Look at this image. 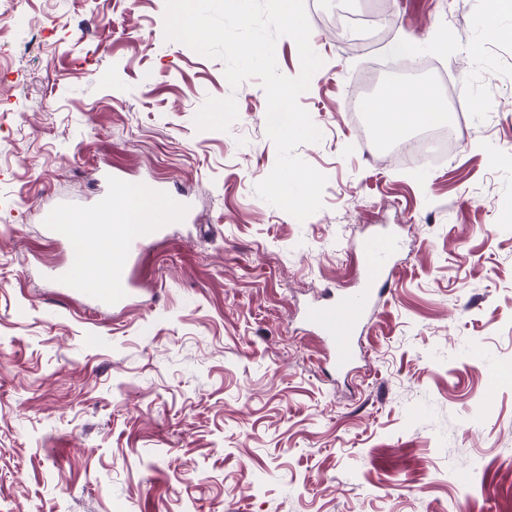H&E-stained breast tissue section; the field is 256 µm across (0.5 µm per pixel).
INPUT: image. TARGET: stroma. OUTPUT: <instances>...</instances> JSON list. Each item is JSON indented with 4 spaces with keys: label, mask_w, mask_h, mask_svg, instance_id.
Segmentation results:
<instances>
[{
    "label": "stroma",
    "mask_w": 512,
    "mask_h": 512,
    "mask_svg": "<svg viewBox=\"0 0 512 512\" xmlns=\"http://www.w3.org/2000/svg\"><path fill=\"white\" fill-rule=\"evenodd\" d=\"M305 7L323 65L299 102L322 138L297 153L328 182L300 222L255 193L276 161L261 84L165 40V0H0V512H512V10ZM342 10L384 35L339 36ZM404 38L403 80L457 132L431 166L366 151L355 119ZM230 95L229 130H198ZM105 168L191 204L122 310L55 277L71 253L47 234ZM380 232L398 272L339 375L303 310L360 288Z\"/></svg>",
    "instance_id": "stroma-1"
}]
</instances>
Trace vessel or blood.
Returning <instances> with one entry per match:
<instances>
[{"mask_svg":"<svg viewBox=\"0 0 512 512\" xmlns=\"http://www.w3.org/2000/svg\"><path fill=\"white\" fill-rule=\"evenodd\" d=\"M123 188V183L113 182L109 197L89 210L67 205L58 208L50 215L48 226L56 238L67 241L81 238L88 244L92 260L86 270L69 269L62 273L70 288L115 308L126 307L135 287L132 261L150 243L149 238L131 236L126 230L125 210L114 204L115 199L121 198ZM107 240L114 246L111 281L109 287L101 288L95 283L97 257L102 242ZM390 249L391 241L386 235L368 239L363 250L362 288L335 303L314 304L305 311L307 324L325 344L337 370H344L354 359L357 336L365 327L367 315L387 293V285L394 275L387 263Z\"/></svg>","mask_w":512,"mask_h":512,"instance_id":"b4317fda","label":"vessel or blood"}]
</instances>
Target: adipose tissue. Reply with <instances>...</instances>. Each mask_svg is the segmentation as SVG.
Returning <instances> with one entry per match:
<instances>
[{
  "label": "adipose tissue",
  "instance_id": "ef3b65f1",
  "mask_svg": "<svg viewBox=\"0 0 512 512\" xmlns=\"http://www.w3.org/2000/svg\"><path fill=\"white\" fill-rule=\"evenodd\" d=\"M360 107L377 139L385 143L399 140L415 129L443 124L446 118L436 91L424 83L385 85L363 100ZM123 204L129 215L127 231L133 235L146 234L151 225L171 224L179 218L178 211L169 202L144 185L127 187Z\"/></svg>",
  "mask_w": 512,
  "mask_h": 512
}]
</instances>
